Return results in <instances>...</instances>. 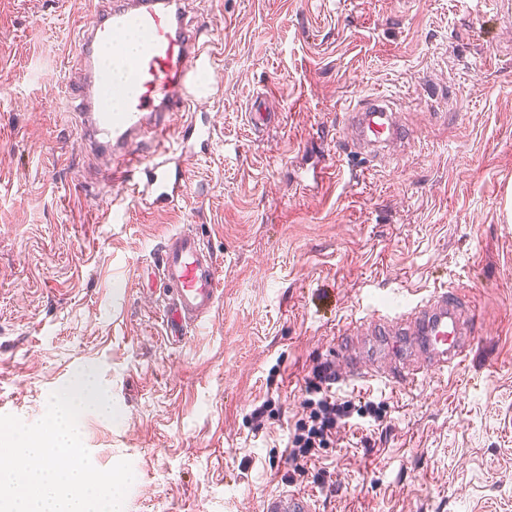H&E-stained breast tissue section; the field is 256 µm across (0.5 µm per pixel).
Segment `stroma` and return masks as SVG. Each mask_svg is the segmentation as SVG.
Wrapping results in <instances>:
<instances>
[{"mask_svg": "<svg viewBox=\"0 0 512 512\" xmlns=\"http://www.w3.org/2000/svg\"><path fill=\"white\" fill-rule=\"evenodd\" d=\"M503 0H194L216 131L185 199L103 186L66 97L94 0H0V414L28 424L79 371L118 410L81 414L94 466L129 460L124 512H261L287 488L305 384L342 325L438 287L484 334L447 377L394 390L308 461L319 512H512V12ZM266 92L279 120H244ZM394 97L411 145L336 156L348 107ZM221 256L210 323L168 339L145 301L164 240ZM265 407L263 419L252 412Z\"/></svg>", "mask_w": 512, "mask_h": 512, "instance_id": "1", "label": "stroma"}]
</instances>
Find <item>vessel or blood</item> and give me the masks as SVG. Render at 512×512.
<instances>
[{
  "label": "vessel or blood",
  "mask_w": 512,
  "mask_h": 512,
  "mask_svg": "<svg viewBox=\"0 0 512 512\" xmlns=\"http://www.w3.org/2000/svg\"><path fill=\"white\" fill-rule=\"evenodd\" d=\"M132 29L143 43L128 55L124 36ZM201 36L188 0H99L80 31V78L69 95L81 140L107 156L102 180L127 187L139 204L176 206L191 178L183 156L208 152L213 144L210 116L197 108L211 97L201 77L215 61ZM267 102L259 93L246 106L253 132H262L273 119ZM345 121L351 135L338 138L337 153L375 160L389 153L391 144L410 143L390 96L359 101L347 109ZM144 139L156 144L151 155L139 150ZM158 282L166 301L165 333L172 340L214 315L219 262L201 235L179 230L164 240ZM478 335L474 311L440 287L405 309L375 308L341 329L336 352L345 367L337 378L412 388L465 361ZM263 512H318V507L310 496L289 489L266 498Z\"/></svg>",
  "instance_id": "vessel-or-blood-1"
}]
</instances>
